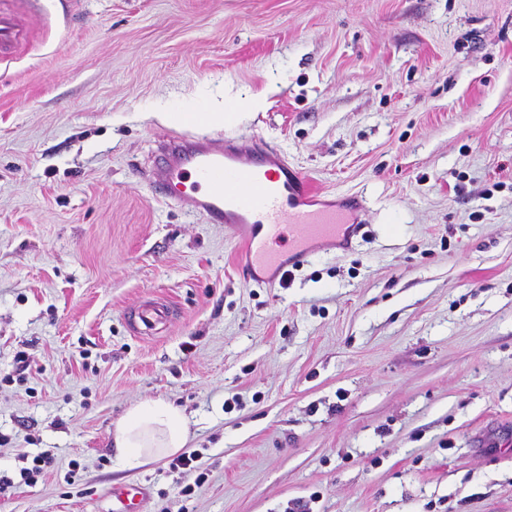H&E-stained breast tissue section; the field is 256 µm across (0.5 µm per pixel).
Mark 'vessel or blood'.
<instances>
[{"mask_svg": "<svg viewBox=\"0 0 512 512\" xmlns=\"http://www.w3.org/2000/svg\"><path fill=\"white\" fill-rule=\"evenodd\" d=\"M23 38L20 13L0 7V61ZM161 154L146 174L150 186L207 223L241 227L254 286L275 287L318 250L349 247L363 229L359 196L316 195L308 179L261 139L243 145L173 133L162 141ZM168 314L165 305H144L136 314L138 332L152 334ZM144 496L139 486L112 491L116 512H139Z\"/></svg>", "mask_w": 512, "mask_h": 512, "instance_id": "b4317fda", "label": "vessel or blood"}]
</instances>
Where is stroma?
<instances>
[{
    "label": "stroma",
    "mask_w": 512,
    "mask_h": 512,
    "mask_svg": "<svg viewBox=\"0 0 512 512\" xmlns=\"http://www.w3.org/2000/svg\"><path fill=\"white\" fill-rule=\"evenodd\" d=\"M23 21L0 63V512H112L134 484L142 512H512V0H41ZM229 99L244 117L206 122ZM175 130L261 138L359 194L364 236L248 285L239 236L143 177ZM149 299L176 314L144 337ZM159 397L197 472L115 464L113 423Z\"/></svg>",
    "instance_id": "35a3bbf8"
}]
</instances>
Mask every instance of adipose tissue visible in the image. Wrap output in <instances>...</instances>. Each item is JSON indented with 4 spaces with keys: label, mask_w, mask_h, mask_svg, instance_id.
<instances>
[{
    "label": "adipose tissue",
    "mask_w": 512,
    "mask_h": 512,
    "mask_svg": "<svg viewBox=\"0 0 512 512\" xmlns=\"http://www.w3.org/2000/svg\"><path fill=\"white\" fill-rule=\"evenodd\" d=\"M188 437V418L174 403L161 398L137 402L112 427L115 460L125 469L177 453Z\"/></svg>",
    "instance_id": "ef3b65f1"
}]
</instances>
